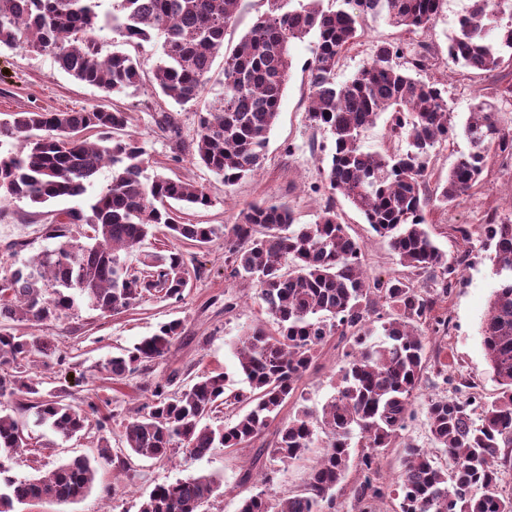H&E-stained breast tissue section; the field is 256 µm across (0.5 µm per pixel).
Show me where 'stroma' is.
<instances>
[{
  "label": "stroma",
  "mask_w": 512,
  "mask_h": 512,
  "mask_svg": "<svg viewBox=\"0 0 512 512\" xmlns=\"http://www.w3.org/2000/svg\"><path fill=\"white\" fill-rule=\"evenodd\" d=\"M470 0H443L441 12L432 27L417 34L394 27L384 15L370 14L361 21L358 42L344 53L336 71L337 81L353 77L372 59L377 44L399 42L427 44L435 57L431 70L423 73L426 81L438 83L448 100L453 124L463 126L468 120L476 95L492 94L495 77L465 70L448 56V39L455 31L460 16L466 14ZM315 37L294 42L290 48L292 68L282 97L278 120L271 131L266 159L259 174L228 186L223 179L194 163L190 157L175 158L172 144L155 124L159 110L170 111L185 139L196 135L198 107L177 106L157 94L150 82L128 88L120 95H108L85 85L61 71L53 52L34 50L27 42L0 51V118L8 113L29 110L46 112L80 111L101 107H120L129 115L128 130L141 141L146 151L148 172H162L206 185L213 200L211 207L189 211V221L200 224H231L238 213L259 201L290 203L297 223H315L325 204L324 194L312 193L321 184L322 161L332 150L327 132L311 127L306 118L309 88L307 65L315 51ZM336 210L348 232L363 245V263L369 277L385 278L400 273L399 258L386 239L376 235L364 215L343 196H336ZM78 198L62 199L36 207L27 200L0 199V265L20 267L31 257L54 248V240L45 236V228L54 213L81 206ZM512 213V160L493 158L482 175L481 183L464 200L447 208L431 207L426 211V229L435 244L455 254L454 226L484 224L488 215L501 217ZM21 241L25 247L16 255H8L9 243ZM179 247L186 257L201 265L200 278L191 281L181 301L145 300L115 315H105L85 302L59 322L43 325L42 334L51 336L64 357L63 364L42 366L34 363L32 373L44 383L45 390L64 389L77 400L100 397L107 410L123 419L143 410L150 401L144 392L146 379H161L171 370H179L187 381L209 371L227 373L229 390L245 389L237 371L233 350L237 336L256 325L271 326L272 321L256 295L255 288L240 282L224 265V241L214 239L205 247L190 242L176 243L165 233L147 239L141 252H161ZM471 263L453 289L443 307L451 323L447 336L433 340L429 350L447 361L451 372L464 375L480 397H497L499 385L489 372L482 346L481 324L497 283L494 249L473 239L469 246ZM132 253L127 261L137 265L140 254ZM238 299L232 313H225L224 298ZM181 320L182 335L174 342L167 357L156 364L148 375H135L115 382L104 369L106 361L143 337L152 335L158 325ZM343 345L331 337L321 348L314 371L300 384L304 404L313 411L322 407L336 393L342 366ZM443 384L434 371H426L422 388L412 405L413 416L404 432L406 441L431 451L435 460L446 463L441 450L435 449L427 429L426 401L442 391ZM20 421L31 427L42 452L17 457L13 473L17 477L38 476L76 456H95L90 438H62L45 427L34 424L31 414H20ZM319 449L308 451L304 458L284 465L271 455H258L256 446L217 448L203 458L185 454L174 461L160 463L152 459H132L128 470L119 472L112 466L99 467L93 489L72 504L40 502L22 506L21 512H138L140 501L155 484L173 482L199 473L220 477L224 493L207 505L205 512H237L240 498L264 493L276 500L299 490ZM274 470L273 480L238 486L244 469Z\"/></svg>",
  "instance_id": "35a3bbf8"
}]
</instances>
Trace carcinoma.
<instances>
[{
    "label": "carcinoma",
    "mask_w": 512,
    "mask_h": 512,
    "mask_svg": "<svg viewBox=\"0 0 512 512\" xmlns=\"http://www.w3.org/2000/svg\"><path fill=\"white\" fill-rule=\"evenodd\" d=\"M238 2L113 0L112 10L102 13V0H0V49L21 40L48 49L60 70L114 94L142 81L143 62L130 49L157 34L162 42L151 68L153 82L179 106L203 97L214 61L224 55L221 91L199 113L192 141L183 140L169 112L157 113L155 123L176 157L189 155L233 185L263 166L292 67L290 43L315 35V57L307 67V118L334 141L323 170L325 188L363 213L407 272L367 278L363 245L341 224L331 200L314 224L296 223L286 201L253 203L224 226L185 221V211L212 206L207 188L163 173L143 175L145 149L125 132L128 116L119 109L10 113L0 120V192L34 205L83 197L86 206L63 211L65 219L46 227L47 237L60 240L55 249L0 278V404L13 402L33 412L35 424L64 438L95 434L98 459L94 464L76 457L45 476L12 475L11 463L20 449L30 448L31 437L0 409V512H17L18 504L72 503L92 490L102 463L116 462L124 469L133 456L162 461L179 452L203 458L215 448L246 447L270 430V454L283 463L302 459L320 444L323 451L302 489L273 503L252 495L241 500L238 512H338L336 489L350 467L355 438L365 448L351 489L359 512L391 495L398 500V512H512V496L503 495L498 483V470L512 469L509 217L492 215L481 226L494 246L499 278L481 336L489 372L501 392L491 401L476 396L471 382L449 373L448 364L435 354L436 375L454 393L428 400L427 427L448 463L439 465L426 450L407 442L395 488L380 482L381 459L402 438L428 367L427 339L448 333V316L437 314L436 306L448 298L466 265L467 253L450 258L435 245L425 229L424 211L470 196L491 157L512 160V130L501 125L496 103L512 98V83L490 100L476 96L464 127L469 150L429 198L422 187L432 151L454 139L456 131L442 90L418 78L430 66L426 48L406 51L379 44L371 62L344 82L336 81V66L359 38L364 16L383 13L397 27L423 32L436 20L443 0H266L267 12L225 55L224 34L235 22ZM106 28L122 41L104 54L98 33ZM448 49L467 70L512 68V8H505V0H473ZM383 112L391 113L393 130L406 139V150L361 149L363 133ZM88 129L103 137L97 142L76 137ZM104 166L112 167V182L88 195ZM71 224L91 229L88 243L68 239ZM162 227L175 240L198 246L224 237V264L256 287L275 329L256 326L235 341L247 391L225 394L228 376L216 371L176 390V370L164 380L146 381L148 412L121 420L116 454L110 431L115 416L100 413L95 402L84 410L69 393L44 391L29 362L39 358L46 364L60 354L50 337L18 335L13 324L38 327L60 321L78 298L104 314L149 297L182 300L200 267L189 266L180 250L147 253L137 270L127 264V255ZM428 274L435 278L432 290L419 285ZM378 329L385 340L369 341ZM181 331L179 320L160 324L153 335L109 359L105 370L117 382L147 373L167 356ZM335 335L345 343L347 358L341 385L315 414L300 405L299 383ZM290 400L296 411L282 421L281 410ZM228 402L246 410L232 423H208ZM91 412L98 415L94 423ZM221 486L210 473L157 484L138 512H202ZM476 489L481 490L478 496Z\"/></svg>",
    "instance_id": "carcinoma-1"
}]
</instances>
